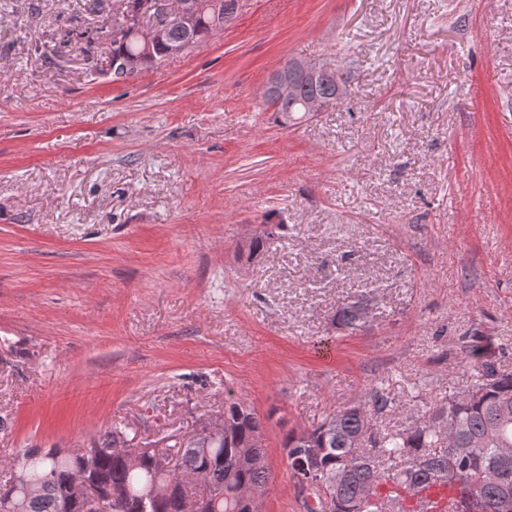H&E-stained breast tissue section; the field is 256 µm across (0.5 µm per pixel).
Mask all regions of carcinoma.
<instances>
[{"label": "carcinoma", "mask_w": 512, "mask_h": 512, "mask_svg": "<svg viewBox=\"0 0 512 512\" xmlns=\"http://www.w3.org/2000/svg\"><path fill=\"white\" fill-rule=\"evenodd\" d=\"M145 2L122 0L118 27L150 20L143 10ZM200 2L191 32L171 27L165 43L148 55L141 54L134 41L113 44L110 65L124 57L131 74L157 66L172 57L170 49L182 46L187 51L233 18L236 0H216V8L210 0ZM335 92L336 76L312 78L301 72L293 95L264 102L280 125L292 127L309 119L307 100L317 97L334 105ZM271 237L266 230L252 237L249 256L263 253ZM363 306L359 300L339 308V328L353 332L363 327ZM465 353L479 362L480 375L467 388L410 416L402 429L377 425L378 416L399 406L377 390L368 405H349L326 415L310 431L288 433L283 448L289 468L312 482L309 498L301 501L303 512H405L399 496L381 498L377 488L390 484L411 496L428 482L458 485V507L469 502L474 512H512V372L498 368L489 343L481 337H472ZM264 429L262 418L229 391L224 399V433L181 438L162 450L161 461L135 444L139 463L130 466L113 452L119 441L126 440L118 426L91 442L93 452L88 455L27 448L16 464L24 481L12 476L0 484V503H7V512H82L72 475L85 466L107 498L110 512H255L243 492L270 488L266 450L259 444ZM309 448H320L322 454L313 460ZM489 469L498 479L480 480V473ZM184 472L203 474L210 487L179 484Z\"/></svg>", "instance_id": "1"}]
</instances>
